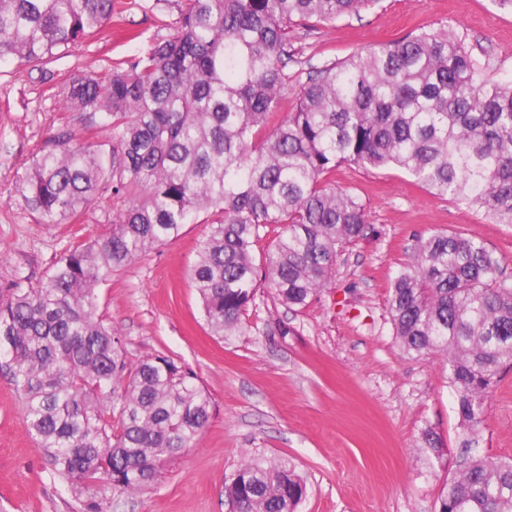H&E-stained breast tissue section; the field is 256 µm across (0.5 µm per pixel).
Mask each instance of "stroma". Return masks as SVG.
Masks as SVG:
<instances>
[{"mask_svg": "<svg viewBox=\"0 0 512 512\" xmlns=\"http://www.w3.org/2000/svg\"><path fill=\"white\" fill-rule=\"evenodd\" d=\"M174 0H137L113 15L112 33L93 38L38 68L0 66V288L37 285L73 242L102 232L115 212L111 192L81 217L44 224L25 204L35 159L59 137L95 144L64 107L65 77L107 75L115 58H135L176 31ZM447 25L491 72L512 74V11L496 0H370L333 26H295L288 66L296 83L351 52ZM339 185L363 202L362 238L344 248L336 275L308 307L292 310L260 289L238 332L210 336L187 272L209 230L186 225L98 288V313L120 336L130 362L165 356L190 368L213 414L193 447L182 449L146 489L73 491L49 470L29 435L23 398L0 369V512H228L224 481L245 454L291 460L307 483L298 512H437L454 470L458 418L439 356L403 352L386 308L387 287L418 237L457 231L482 239L512 275V226L489 223L465 203L430 195L399 170L340 168ZM440 437L431 449L425 430ZM481 451L512 456V364H504L488 399Z\"/></svg>", "mask_w": 512, "mask_h": 512, "instance_id": "1", "label": "stroma"}]
</instances>
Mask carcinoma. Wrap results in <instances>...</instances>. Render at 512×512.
<instances>
[{"label":"carcinoma","instance_id":"cac0c4a2","mask_svg":"<svg viewBox=\"0 0 512 512\" xmlns=\"http://www.w3.org/2000/svg\"><path fill=\"white\" fill-rule=\"evenodd\" d=\"M370 0H178L176 33L63 102L112 131L102 145L41 154L25 203L44 224L78 218L101 189L121 203L107 231L73 243L37 285L0 295V353L28 433L68 485L138 492L191 448L210 396L164 357L127 361L97 317V288L184 226L215 215L188 280L215 336L238 328L261 284L306 307L364 234L367 215L336 170L398 168L426 191L512 225V77L487 71L444 26L353 52L309 74L284 118L288 28L328 26ZM116 0H0V63L35 67L100 33ZM276 233L262 256L263 240ZM393 335L444 358L459 451L438 512H512V457L477 451L502 364L512 360V276L460 233L417 239L391 280ZM307 486L286 459L248 455L224 482L239 512H297Z\"/></svg>","mask_w":512,"mask_h":512}]
</instances>
